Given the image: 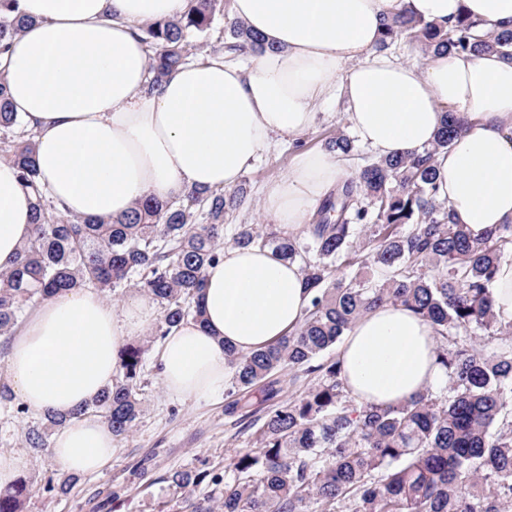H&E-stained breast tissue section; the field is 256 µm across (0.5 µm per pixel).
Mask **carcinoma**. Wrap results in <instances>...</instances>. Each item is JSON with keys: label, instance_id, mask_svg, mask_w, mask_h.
<instances>
[{"label": "carcinoma", "instance_id": "carcinoma-1", "mask_svg": "<svg viewBox=\"0 0 512 512\" xmlns=\"http://www.w3.org/2000/svg\"><path fill=\"white\" fill-rule=\"evenodd\" d=\"M16 0H0V54L29 21L14 14ZM219 0H189L178 18L138 26L148 50L151 83L161 84L188 58L191 39L216 29ZM426 52L497 51L512 56V31L484 33L463 20L447 32L405 13L394 14L379 48L402 40ZM218 51L238 59L263 49L262 38L224 14ZM0 77V129L23 127L7 110ZM451 114L423 152L374 159L340 183L317 207L304 235L285 237L274 224H239L235 247L269 248L299 263L311 295L299 327L276 343L240 353L224 347L234 368L227 383L228 415L261 421L257 447L225 467L175 471V491L207 480L222 487L224 512H512V324L493 313V285L512 260V224L473 238L452 222L437 198L434 156L457 133ZM33 192L34 222L16 266L0 271V335H8L40 297L119 285L146 291L159 305L156 335L188 319L202 320L204 273L224 255V217L248 207L243 188L192 189L177 200L146 196L110 221L61 215L38 182L35 133L0 147ZM392 303L426 319L441 341L437 356L448 385L391 406L357 402L346 390L340 359L323 355L373 308ZM145 350L119 354L120 380L81 412L100 413L115 439L127 437L142 413L138 382ZM313 374L303 395L276 401L285 371ZM62 423L45 416L27 432L28 447H47L46 430ZM64 472L42 490L66 494ZM33 486L20 482L0 493V512H24Z\"/></svg>", "mask_w": 512, "mask_h": 512}]
</instances>
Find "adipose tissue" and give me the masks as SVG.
<instances>
[{
	"instance_id": "1",
	"label": "adipose tissue",
	"mask_w": 512,
	"mask_h": 512,
	"mask_svg": "<svg viewBox=\"0 0 512 512\" xmlns=\"http://www.w3.org/2000/svg\"><path fill=\"white\" fill-rule=\"evenodd\" d=\"M185 7L16 0L32 24L0 55V75L13 111L37 134L39 182L64 214L110 220L146 196L232 188L275 136L309 131L320 104L335 100L378 158L427 146L444 113H455L458 135L435 159L440 199L472 237L512 223V58L443 51L406 63L376 49L398 12L445 29L468 19L512 30V0H231V17L265 49L242 62L192 61L152 86L132 28ZM347 175L340 154L297 152L287 175L264 185L263 208L280 231L297 234ZM32 205L16 168L1 160L0 271L14 267L32 235ZM308 303L298 263L257 247L225 249L205 272L202 322L182 323L155 352L166 391L197 402L222 394L233 374L225 345L246 353L274 343ZM32 308L10 341L6 383L28 410L64 416L49 448L63 472H100L112 463V430L81 409L112 384L127 338L146 333L156 311L139 295L115 309L88 288ZM340 360L363 403L404 402L445 378L429 323L391 303L356 322Z\"/></svg>"
}]
</instances>
